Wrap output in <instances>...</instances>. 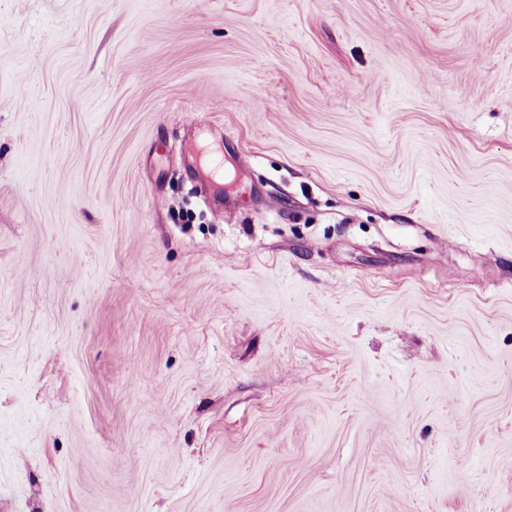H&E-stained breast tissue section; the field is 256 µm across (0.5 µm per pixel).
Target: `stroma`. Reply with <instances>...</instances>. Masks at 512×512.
Instances as JSON below:
<instances>
[{
	"instance_id": "obj_1",
	"label": "stroma",
	"mask_w": 512,
	"mask_h": 512,
	"mask_svg": "<svg viewBox=\"0 0 512 512\" xmlns=\"http://www.w3.org/2000/svg\"><path fill=\"white\" fill-rule=\"evenodd\" d=\"M0 512H512V0H0Z\"/></svg>"
}]
</instances>
